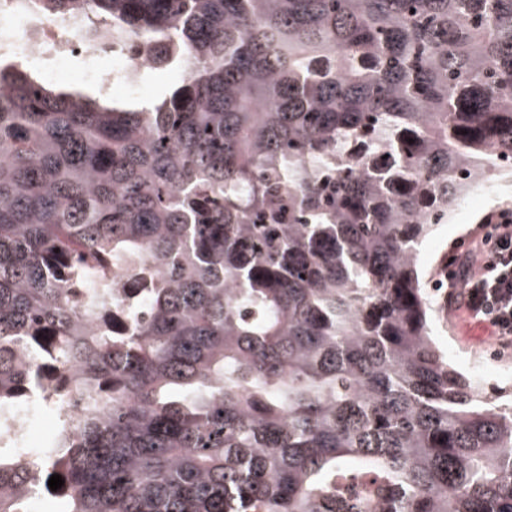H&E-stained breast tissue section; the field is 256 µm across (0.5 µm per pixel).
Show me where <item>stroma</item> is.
Masks as SVG:
<instances>
[{
	"label": "stroma",
	"instance_id": "obj_1",
	"mask_svg": "<svg viewBox=\"0 0 512 512\" xmlns=\"http://www.w3.org/2000/svg\"><path fill=\"white\" fill-rule=\"evenodd\" d=\"M512 208V187L500 194L468 201L463 213L452 214L447 224L425 242L420 254V284L433 305L432 329L437 344L461 370L471 362H482V390L507 397L512 393V348L500 347L489 324H476L464 309L450 306L444 279L445 264L451 255L465 252L484 216L494 210Z\"/></svg>",
	"mask_w": 512,
	"mask_h": 512
}]
</instances>
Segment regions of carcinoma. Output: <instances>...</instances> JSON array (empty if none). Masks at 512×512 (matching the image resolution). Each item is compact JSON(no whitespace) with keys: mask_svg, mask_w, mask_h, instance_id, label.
Here are the masks:
<instances>
[{"mask_svg":"<svg viewBox=\"0 0 512 512\" xmlns=\"http://www.w3.org/2000/svg\"><path fill=\"white\" fill-rule=\"evenodd\" d=\"M16 2L180 79L109 107L0 56V408L58 424L0 512H512V405L418 272L512 162V0Z\"/></svg>","mask_w":512,"mask_h":512,"instance_id":"obj_1","label":"carcinoma"}]
</instances>
